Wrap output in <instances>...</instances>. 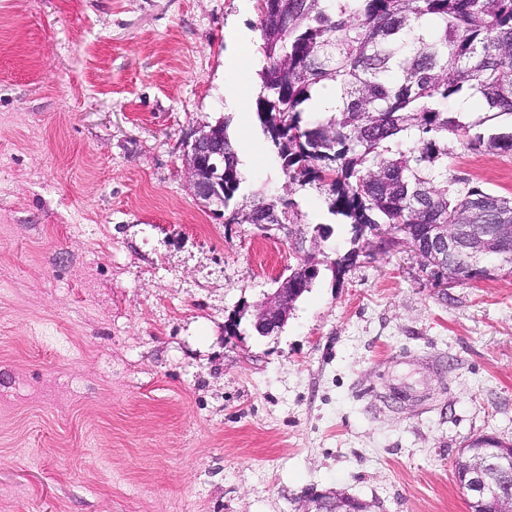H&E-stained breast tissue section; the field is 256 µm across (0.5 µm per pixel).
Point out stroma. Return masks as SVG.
Returning <instances> with one entry per match:
<instances>
[{
  "label": "stroma",
  "mask_w": 512,
  "mask_h": 512,
  "mask_svg": "<svg viewBox=\"0 0 512 512\" xmlns=\"http://www.w3.org/2000/svg\"><path fill=\"white\" fill-rule=\"evenodd\" d=\"M256 0H0V512H467L454 461L512 443V268L439 288L289 184L224 107ZM229 119L249 153L228 224L182 155ZM448 170L512 196V153L448 140ZM319 275L268 336L254 307ZM294 203L288 199H266L262 197L253 200L249 212L243 213L241 205L231 212L225 223L228 224H293L292 212ZM241 213V216H239ZM239 219H242L240 222Z\"/></svg>",
  "instance_id": "stroma-1"
}]
</instances>
